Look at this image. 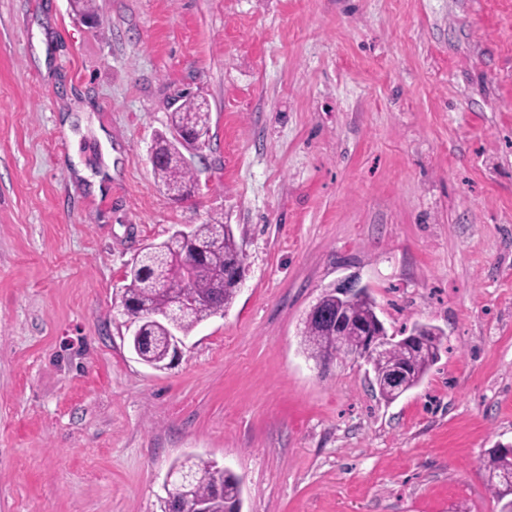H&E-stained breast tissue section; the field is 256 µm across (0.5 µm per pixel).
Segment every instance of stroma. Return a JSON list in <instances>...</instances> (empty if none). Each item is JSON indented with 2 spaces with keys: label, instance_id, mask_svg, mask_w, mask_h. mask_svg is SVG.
<instances>
[{
  "label": "stroma",
  "instance_id": "1",
  "mask_svg": "<svg viewBox=\"0 0 512 512\" xmlns=\"http://www.w3.org/2000/svg\"><path fill=\"white\" fill-rule=\"evenodd\" d=\"M94 6L0 0V512H162L189 454L238 476L242 512H500L480 461L512 444V0ZM185 94L211 116L179 201L148 149ZM108 161L94 196L76 167ZM213 218L243 283L147 366L124 275ZM348 280L388 334H444L395 401L301 344Z\"/></svg>",
  "mask_w": 512,
  "mask_h": 512
}]
</instances>
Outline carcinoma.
Instances as JSON below:
<instances>
[{
  "instance_id": "obj_1",
  "label": "carcinoma",
  "mask_w": 512,
  "mask_h": 512,
  "mask_svg": "<svg viewBox=\"0 0 512 512\" xmlns=\"http://www.w3.org/2000/svg\"><path fill=\"white\" fill-rule=\"evenodd\" d=\"M210 112L205 100L188 98L171 115V136L160 134L154 140L155 161L152 168L167 192L182 198L194 189V170L186 160L174 135L209 131ZM245 255L228 224L209 221L189 232V239L174 233L151 247L126 271L120 299L121 314L138 328L141 339H133L138 357L150 366H163L171 357L170 337L177 332L188 336L211 316L224 312L237 288L225 274L244 269ZM192 298L184 309L174 302ZM343 310L349 325L342 329V344L336 341V324L318 317ZM379 321L375 303L364 289L345 296L341 289L327 291L317 300L304 319L301 330L305 350L315 361L327 364L339 355H354L372 366L374 381H383L396 367L404 370L405 389L417 386L439 359L442 332L431 325L416 324L412 332L423 344L410 349L395 342L382 352H369L358 333L362 325ZM483 466L488 485L502 503L501 512L512 506V450L499 448L489 453ZM178 477L166 490V498L178 505L180 512H194L199 502L208 504L209 512H241L239 479L231 471L198 456H187L173 463Z\"/></svg>"
}]
</instances>
